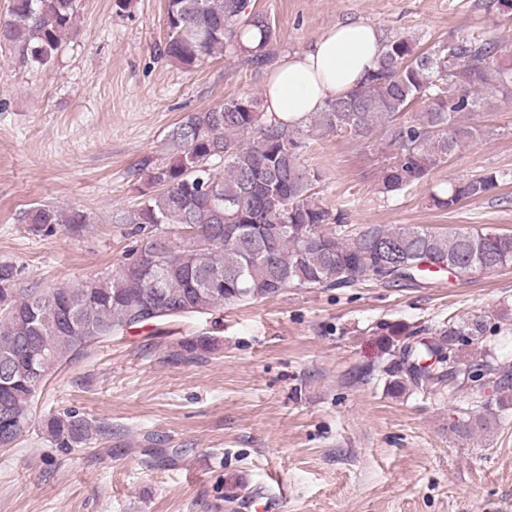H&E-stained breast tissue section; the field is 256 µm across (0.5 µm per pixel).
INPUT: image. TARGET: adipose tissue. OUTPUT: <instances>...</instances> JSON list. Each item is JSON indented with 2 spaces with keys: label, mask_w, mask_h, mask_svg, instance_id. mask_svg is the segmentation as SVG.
Here are the masks:
<instances>
[{
  "label": "adipose tissue",
  "mask_w": 512,
  "mask_h": 512,
  "mask_svg": "<svg viewBox=\"0 0 512 512\" xmlns=\"http://www.w3.org/2000/svg\"><path fill=\"white\" fill-rule=\"evenodd\" d=\"M380 49L381 36L374 24H336L278 63L264 87V112L286 124L306 120L328 100L360 84L375 67Z\"/></svg>",
  "instance_id": "1"
}]
</instances>
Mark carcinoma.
Here are the masks:
<instances>
[{
    "instance_id": "carcinoma-1",
    "label": "carcinoma",
    "mask_w": 512,
    "mask_h": 512,
    "mask_svg": "<svg viewBox=\"0 0 512 512\" xmlns=\"http://www.w3.org/2000/svg\"><path fill=\"white\" fill-rule=\"evenodd\" d=\"M247 0H167L166 55L192 70L236 46L256 68L276 59L278 32ZM78 0H11L0 19V45L22 63L45 66L62 40L76 30ZM251 29L254 48L241 38ZM512 90V47L496 37L460 35L425 51L396 37L383 42L375 68L344 96L309 117L307 130L368 140L383 129L394 147L377 192L406 193L482 133L463 118L496 93ZM421 111L403 121L404 112ZM305 130V131H307ZM305 131L237 97L187 113L168 134L167 154L144 159L137 172L141 201L120 218L150 234L146 250L164 249L155 262L134 266L77 286L20 287V272L0 263V447L29 431L31 403L50 370L93 344L134 327L166 323L214 311L227 304L266 299L290 288L351 287L375 280L388 287L414 285L433 265L456 279L512 266V233L480 227L441 232L418 224L356 229L326 208L316 188L322 173L302 160ZM223 163L219 170L216 164ZM484 173L430 193L433 205L453 210L496 187ZM30 231L51 235L64 227L78 232L90 223L80 209L49 204L28 210ZM180 233L184 245L171 238ZM390 362L385 388L401 395L443 376L467 393L471 408L455 423L469 434L484 425L482 386L467 387L479 370L499 388L497 403L512 401V363L466 349L486 340L482 319L433 330L384 326ZM190 356L216 349L213 339L182 343ZM47 434L67 448L82 447L104 433L76 415L52 417Z\"/></svg>"
}]
</instances>
